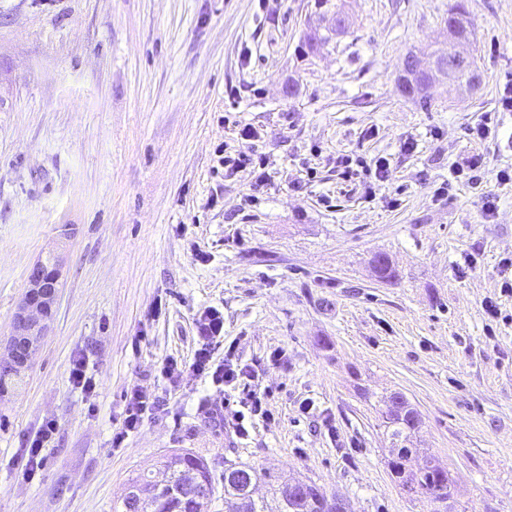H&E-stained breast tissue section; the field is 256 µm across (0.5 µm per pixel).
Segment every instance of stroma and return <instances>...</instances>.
I'll use <instances>...</instances> for the list:
<instances>
[{
  "instance_id": "1",
  "label": "stroma",
  "mask_w": 512,
  "mask_h": 512,
  "mask_svg": "<svg viewBox=\"0 0 512 512\" xmlns=\"http://www.w3.org/2000/svg\"><path fill=\"white\" fill-rule=\"evenodd\" d=\"M453 2L0 0V341L30 267L62 261L48 334L0 395V512H118L127 480L178 448L312 479L346 512H430L389 476L364 398L385 390L417 407L458 506L512 512V186L496 180L512 168L496 109L512 0H469L476 89L436 83L426 107L397 83ZM487 115L498 140L470 141ZM244 125L256 139L238 141ZM228 150L265 158L262 187L225 172ZM477 153L480 184H457ZM344 155L389 160L374 198L338 177ZM377 254L397 280L375 277ZM211 308L215 360L235 345L265 395L244 437L210 379L161 373L193 356ZM77 357L93 394L69 382ZM134 386L155 404L116 448ZM56 428L57 423L55 421H46L41 425L40 429L30 439L28 458L25 464L27 476H33L37 469L40 468L43 460V449L46 448V445L52 439L53 434H55Z\"/></svg>"
}]
</instances>
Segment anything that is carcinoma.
I'll use <instances>...</instances> for the list:
<instances>
[{
	"label": "carcinoma",
	"mask_w": 512,
	"mask_h": 512,
	"mask_svg": "<svg viewBox=\"0 0 512 512\" xmlns=\"http://www.w3.org/2000/svg\"><path fill=\"white\" fill-rule=\"evenodd\" d=\"M444 31L448 37L471 43L473 20L467 0H455L448 10ZM435 72L419 68L410 57L406 61L401 86L408 94H425L435 81L444 78L469 88L479 81L473 62L448 63L444 54L432 51ZM376 276L381 281L396 277L388 259L378 255L373 260ZM372 407L392 442L396 459L388 463L389 472L401 488L412 490L411 500L445 501L453 496V481L447 470L434 464V459L421 454L414 446L419 413L407 397L398 391H385L376 396ZM224 500H236L237 512H344L341 500L327 496L315 482L278 475L258 469L248 463L224 461ZM263 483L271 498L257 500L247 486ZM149 489L148 495L137 500L124 494L122 512H207L215 492L213 465L186 450L166 453L160 461L158 475L140 474L132 478L127 489Z\"/></svg>",
	"instance_id": "cac0c4a2"
}]
</instances>
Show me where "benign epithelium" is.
<instances>
[{
	"instance_id": "obj_1",
	"label": "benign epithelium",
	"mask_w": 512,
	"mask_h": 512,
	"mask_svg": "<svg viewBox=\"0 0 512 512\" xmlns=\"http://www.w3.org/2000/svg\"><path fill=\"white\" fill-rule=\"evenodd\" d=\"M61 271L57 260L35 262L27 276V290L13 318V331L0 345V368L25 370L46 336L56 308Z\"/></svg>"
}]
</instances>
